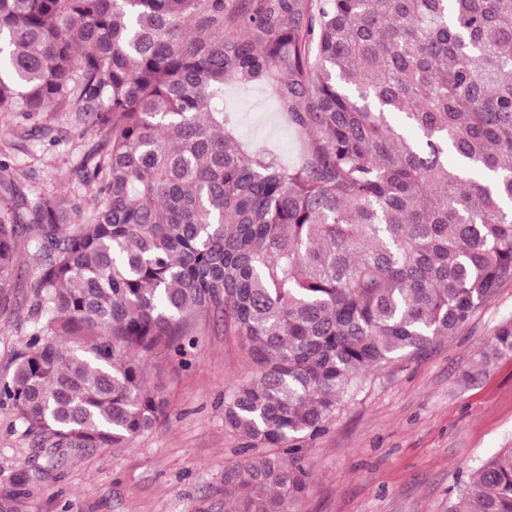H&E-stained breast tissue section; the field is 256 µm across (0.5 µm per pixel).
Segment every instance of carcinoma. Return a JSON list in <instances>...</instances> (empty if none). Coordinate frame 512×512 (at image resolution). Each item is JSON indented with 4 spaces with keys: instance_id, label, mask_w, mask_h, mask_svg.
<instances>
[{
    "instance_id": "cac0c4a2",
    "label": "carcinoma",
    "mask_w": 512,
    "mask_h": 512,
    "mask_svg": "<svg viewBox=\"0 0 512 512\" xmlns=\"http://www.w3.org/2000/svg\"><path fill=\"white\" fill-rule=\"evenodd\" d=\"M266 83L291 164L224 109L226 86ZM54 106L103 133L76 169L94 207L76 223L68 199L0 184V298L18 243L42 256L0 402L57 446L120 447L166 417L141 358L221 312L255 365L224 393L250 451L225 512H293L302 439L512 282V0H0V112ZM505 356L512 323L481 353ZM448 512H512V447Z\"/></svg>"
}]
</instances>
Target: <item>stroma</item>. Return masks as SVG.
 Segmentation results:
<instances>
[{"label": "stroma", "instance_id": "1", "mask_svg": "<svg viewBox=\"0 0 512 512\" xmlns=\"http://www.w3.org/2000/svg\"><path fill=\"white\" fill-rule=\"evenodd\" d=\"M242 141L293 138L270 93L227 87ZM103 136L54 108L36 119L0 113V163L17 183L67 196L83 209L92 190L75 169ZM40 258L19 245L14 285L0 304V380L27 348L28 285ZM512 322V283L499 288L454 336L369 371L325 430L304 443L311 478L296 512H447L448 499L481 461L512 444V357L480 362L497 329ZM185 354L142 362L145 384L163 386L165 421L119 448H57L28 432L0 403V491L20 489L23 512H224V467L241 440L224 428V393L254 365L224 319L190 322Z\"/></svg>", "mask_w": 512, "mask_h": 512}]
</instances>
